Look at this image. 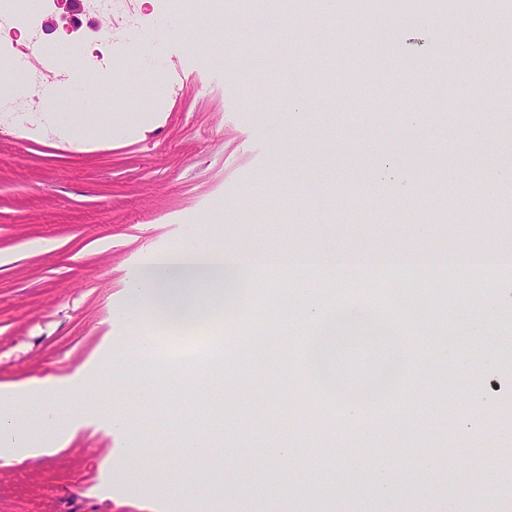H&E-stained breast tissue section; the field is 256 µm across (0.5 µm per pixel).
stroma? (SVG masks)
I'll return each mask as SVG.
<instances>
[{"label": "stroma", "instance_id": "35a3bbf8", "mask_svg": "<svg viewBox=\"0 0 512 512\" xmlns=\"http://www.w3.org/2000/svg\"><path fill=\"white\" fill-rule=\"evenodd\" d=\"M250 0H224V19L200 17L195 40L157 0H82L73 23L52 34L14 35L21 57L51 39L71 62L112 41L111 86H75L71 100L102 113L96 126L61 127L35 100L17 98V122L0 121V388H30L82 373L99 407H67L54 454L0 462V512H188L178 489L197 474L260 481L251 512H512V277L457 275L448 287L402 271L267 269L287 300L257 323L223 330V392L202 397L198 371L169 360L140 367L127 319L130 286L156 252L215 248L512 252V71L498 40L512 0H485L451 18L440 0L406 8L326 14L278 0L257 31ZM392 29L394 48L374 32ZM386 74L372 85L358 50ZM432 76L407 81L404 62ZM467 62L470 78L455 72ZM260 84H253L255 71ZM453 101L461 119L437 121ZM392 163L398 185L376 191ZM498 196L490 232L483 200ZM456 209L442 223L444 202ZM313 281L322 306H361L386 289L391 317L411 321L415 358L393 409L336 416L306 400L303 366L270 341L292 342L308 317L294 289ZM261 293V300L269 295ZM267 349L257 363L249 349ZM169 381L165 400L143 374ZM493 408L476 413L472 396ZM453 402L437 419L435 406ZM205 436L183 454L184 412ZM391 460L390 478L370 447ZM291 449L281 461V449ZM137 456L125 483L113 470ZM172 486L150 494L157 480Z\"/></svg>", "mask_w": 512, "mask_h": 512}]
</instances>
